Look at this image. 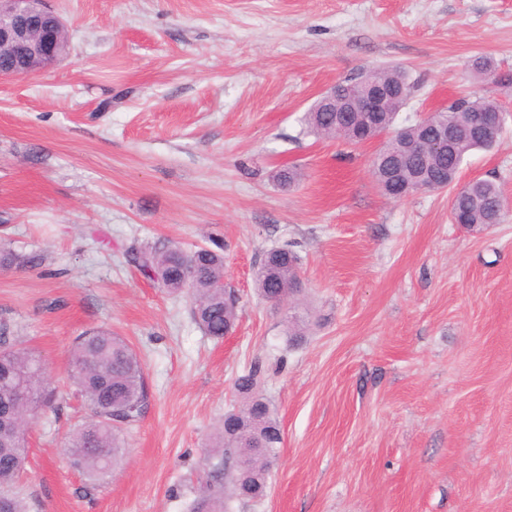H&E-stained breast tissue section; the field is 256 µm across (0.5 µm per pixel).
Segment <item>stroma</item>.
Wrapping results in <instances>:
<instances>
[{"label":"stroma","mask_w":512,"mask_h":512,"mask_svg":"<svg viewBox=\"0 0 512 512\" xmlns=\"http://www.w3.org/2000/svg\"><path fill=\"white\" fill-rule=\"evenodd\" d=\"M46 5L68 55L0 80V249L42 258L0 268V325L55 395L28 424L29 512H190L256 361L282 444L266 497L231 512H512V0ZM478 57L504 83L478 82ZM395 65L415 84L398 124L469 91L500 103L495 146L468 154L454 186L495 180L500 223H452L454 188L388 198L377 143L309 132L326 89ZM283 168L295 185L276 182ZM213 239L237 300L220 340L126 259ZM283 245L302 290L276 306L255 273ZM99 327L138 353L150 403L89 495L66 452L85 415L69 352Z\"/></svg>","instance_id":"1"}]
</instances>
